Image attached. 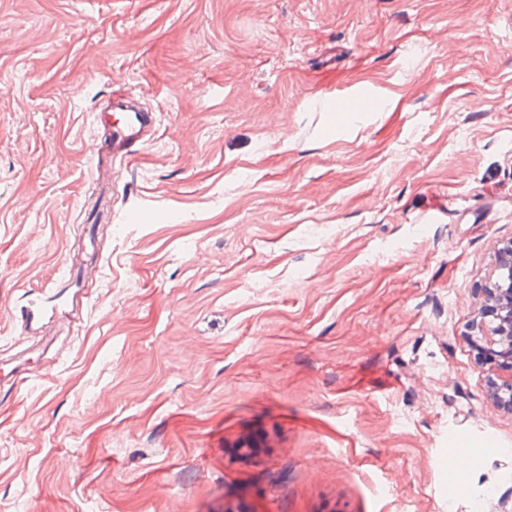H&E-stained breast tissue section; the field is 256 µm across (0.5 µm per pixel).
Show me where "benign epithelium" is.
Here are the masks:
<instances>
[{
    "mask_svg": "<svg viewBox=\"0 0 512 512\" xmlns=\"http://www.w3.org/2000/svg\"><path fill=\"white\" fill-rule=\"evenodd\" d=\"M488 299L497 308V323L482 334L485 342L484 362L498 361L497 368L506 372L494 386L495 395L512 407V244L503 248L499 274L488 286Z\"/></svg>",
    "mask_w": 512,
    "mask_h": 512,
    "instance_id": "benign-epithelium-1",
    "label": "benign epithelium"
}]
</instances>
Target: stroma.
<instances>
[{
  "label": "stroma",
  "instance_id": "obj_1",
  "mask_svg": "<svg viewBox=\"0 0 512 512\" xmlns=\"http://www.w3.org/2000/svg\"><path fill=\"white\" fill-rule=\"evenodd\" d=\"M510 243L512 0H0V512H512ZM96 120L108 130V155L113 163L127 162L137 147L152 142L157 133L152 112L121 90H112L107 108L97 113ZM499 274L488 288V299L497 308V323L482 333L485 342L484 362L498 361L497 369L507 372L494 386L498 400L512 408V244L503 248ZM500 349L497 350L494 347ZM499 358V359H497ZM490 362V363H488ZM52 302V301H49ZM48 301L42 298H29L25 305L20 306L19 313L21 318V329L24 334H29L37 329V325L45 313Z\"/></svg>",
  "mask_w": 512,
  "mask_h": 512
}]
</instances>
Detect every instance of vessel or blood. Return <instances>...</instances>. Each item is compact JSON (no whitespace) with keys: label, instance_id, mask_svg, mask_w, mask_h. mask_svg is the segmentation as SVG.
<instances>
[{"label":"vessel or blood","instance_id":"1","mask_svg":"<svg viewBox=\"0 0 512 512\" xmlns=\"http://www.w3.org/2000/svg\"><path fill=\"white\" fill-rule=\"evenodd\" d=\"M96 120L108 132V155L112 161L124 163L137 147L152 142L157 133L156 120L144 110L130 93L113 91L105 110L98 112ZM42 298L28 299L20 306L21 329L29 334L35 331L45 312Z\"/></svg>","mask_w":512,"mask_h":512}]
</instances>
